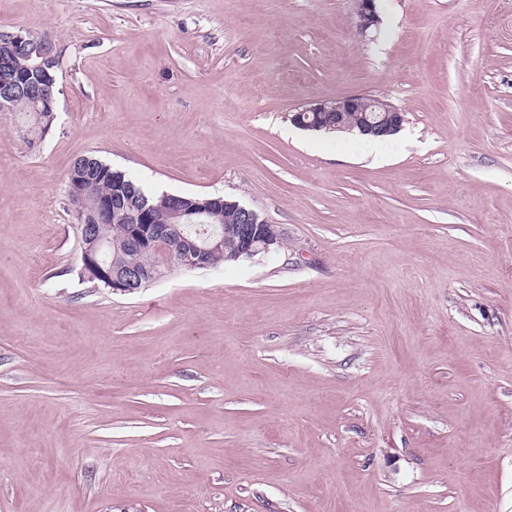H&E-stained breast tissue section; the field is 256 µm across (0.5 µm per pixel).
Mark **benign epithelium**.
I'll use <instances>...</instances> for the list:
<instances>
[{
  "instance_id": "1",
  "label": "benign epithelium",
  "mask_w": 512,
  "mask_h": 512,
  "mask_svg": "<svg viewBox=\"0 0 512 512\" xmlns=\"http://www.w3.org/2000/svg\"><path fill=\"white\" fill-rule=\"evenodd\" d=\"M380 18L376 0H357V26L365 32L378 26ZM12 43L14 49L29 61V69L20 74L12 69L11 60L0 57V109L11 110L20 98L31 101L32 111L53 112L56 110V87L59 56L55 44L47 37L36 36L27 29L0 30V40ZM322 112L338 115L336 126L344 127L346 112L359 113L356 128L361 134L388 136L397 133L405 122L404 113L385 100L363 94H352L331 101L303 107L291 116L294 124L307 129L318 128ZM122 192L110 197L95 198L90 191L69 195V203L79 221L85 223L84 243L81 250L83 268L92 267L100 278L106 280L112 291L132 294L156 279L153 273L134 267L114 269L105 259V225L122 217L120 200ZM229 205L237 211L239 228L231 249L237 257L251 258L259 253H269L281 246L282 233L277 226L262 218L256 211L236 201H226L218 196L207 200L202 215L210 222L217 220ZM151 207L147 206L137 215L131 228L130 241L139 247L147 245L154 250L157 263L167 264L176 257L186 269H201L208 266L209 254L224 248V236L211 231L203 237H192L174 232L169 224H154Z\"/></svg>"
}]
</instances>
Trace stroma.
I'll use <instances>...</instances> for the list:
<instances>
[{"mask_svg": "<svg viewBox=\"0 0 512 512\" xmlns=\"http://www.w3.org/2000/svg\"><path fill=\"white\" fill-rule=\"evenodd\" d=\"M0 0L59 52L0 111V512H512V0ZM407 115L381 158L290 116ZM220 195L278 251L80 276L66 173ZM357 26L363 33L378 26L380 18L376 9V0H357ZM320 112H336V117H338L336 126L331 125L329 127L332 129L339 127L346 130H352L355 127H345L343 115L345 114L347 118L353 120L357 114L356 112H359L358 121L355 125L358 132L373 136L396 134L405 122L404 113L400 109L385 100L363 94H352L305 106L293 113L291 120L294 125L314 130L321 128L317 123ZM310 113L314 116L312 120H308Z\"/></svg>", "mask_w": 512, "mask_h": 512, "instance_id": "35a3bbf8", "label": "stroma"}]
</instances>
